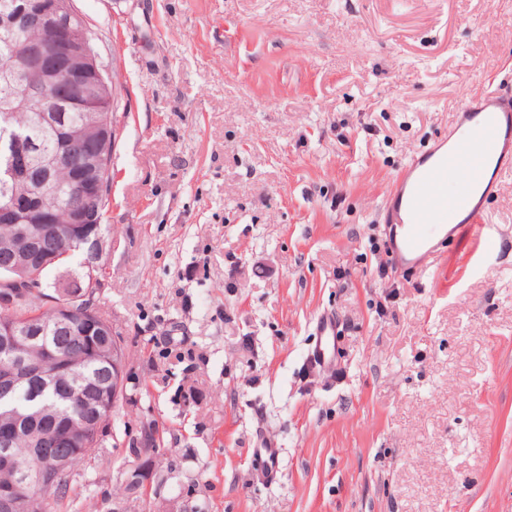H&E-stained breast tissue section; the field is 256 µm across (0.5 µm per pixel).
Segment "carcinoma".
<instances>
[{
    "instance_id": "cac0c4a2",
    "label": "carcinoma",
    "mask_w": 512,
    "mask_h": 512,
    "mask_svg": "<svg viewBox=\"0 0 512 512\" xmlns=\"http://www.w3.org/2000/svg\"><path fill=\"white\" fill-rule=\"evenodd\" d=\"M44 0H0V131L5 129L30 141L31 165L45 170L48 184L35 186L14 179L7 173L4 143L0 142V213H9L25 205L26 213L17 215L30 233H37L41 225L33 223L35 216L46 213L56 223V233L41 239L44 267L33 264L19 266L28 250V238L18 234L13 225L0 222V280L9 277L26 278L30 292L26 300L9 310L0 309V319L9 318L22 335L30 338V354L37 357L47 348L57 354L58 361L70 364L77 375L76 394L64 398L50 387L21 386L6 398H0V417L17 410L31 415L29 422L15 437L13 447L20 455L33 447L41 432V411L65 415L73 423L77 435L85 436L82 450L69 453L65 477L57 482L44 483L36 493L45 502V512L69 507L68 494L76 468L89 461L103 441L94 440L82 417L80 396L97 394L101 387H112V324L102 315L88 322L81 304L74 303L70 288L59 289L56 302L44 300L55 288L56 273L69 270L81 277L88 256L87 246L68 237L66 225L71 220V208L76 200L69 194L72 174L84 169L88 179L95 178L87 162V154L102 151L107 162H112L115 141L112 128L118 123L117 110L111 108V92L100 93L92 87L88 97L92 106L78 112L62 113V120L52 121L49 101L41 93L42 79L37 74H25L16 68L17 59L25 49L48 40L46 28L40 20V6ZM25 10L29 22L25 29L12 21L16 11ZM109 196L92 201L89 206L93 219L88 231L105 232L104 214ZM75 305L76 312L68 327L58 325L60 306Z\"/></svg>"
}]
</instances>
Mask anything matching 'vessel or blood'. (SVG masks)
I'll return each instance as SVG.
<instances>
[{
    "label": "vessel or blood",
    "instance_id": "vessel-or-blood-1",
    "mask_svg": "<svg viewBox=\"0 0 512 512\" xmlns=\"http://www.w3.org/2000/svg\"><path fill=\"white\" fill-rule=\"evenodd\" d=\"M512 169V96L481 91L464 101L456 124L425 154L412 157L387 194V219L403 225L392 249L391 262L402 270H417L440 253L438 237L449 226L473 230L483 242L492 235L483 222V207L473 204L497 191V176ZM336 324L328 316L315 323L309 358L320 365L334 359ZM254 478L276 481L281 451L260 442L250 450Z\"/></svg>",
    "mask_w": 512,
    "mask_h": 512
}]
</instances>
